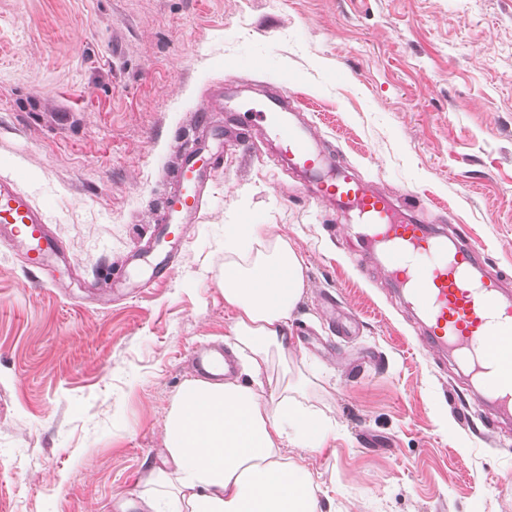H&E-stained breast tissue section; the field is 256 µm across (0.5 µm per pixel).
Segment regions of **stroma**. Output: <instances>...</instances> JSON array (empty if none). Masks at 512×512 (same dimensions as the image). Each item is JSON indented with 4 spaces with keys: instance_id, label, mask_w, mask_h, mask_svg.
Instances as JSON below:
<instances>
[{
    "instance_id": "35a3bbf8",
    "label": "stroma",
    "mask_w": 512,
    "mask_h": 512,
    "mask_svg": "<svg viewBox=\"0 0 512 512\" xmlns=\"http://www.w3.org/2000/svg\"><path fill=\"white\" fill-rule=\"evenodd\" d=\"M277 92L337 166L460 229L512 276V0H0V174L21 171L67 263L0 248V512H120L164 447L191 358L228 345L224 227L271 224L309 288L293 359L336 424L289 448L335 512H512V421L433 352L354 217L257 139L185 225L168 280L112 295L153 245L178 147Z\"/></svg>"
}]
</instances>
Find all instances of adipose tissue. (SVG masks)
Returning <instances> with one entry per match:
<instances>
[{"label": "adipose tissue", "mask_w": 512, "mask_h": 512, "mask_svg": "<svg viewBox=\"0 0 512 512\" xmlns=\"http://www.w3.org/2000/svg\"><path fill=\"white\" fill-rule=\"evenodd\" d=\"M220 287L243 375L197 378L174 398L140 512H323L310 472L285 453L321 447L332 431L290 351L305 261L270 225L231 224Z\"/></svg>", "instance_id": "obj_1"}]
</instances>
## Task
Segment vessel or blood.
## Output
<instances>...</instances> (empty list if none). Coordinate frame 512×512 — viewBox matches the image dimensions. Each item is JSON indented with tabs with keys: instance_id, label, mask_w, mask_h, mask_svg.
<instances>
[{
	"instance_id": "obj_1",
	"label": "vessel or blood",
	"mask_w": 512,
	"mask_h": 512,
	"mask_svg": "<svg viewBox=\"0 0 512 512\" xmlns=\"http://www.w3.org/2000/svg\"><path fill=\"white\" fill-rule=\"evenodd\" d=\"M237 135L248 143L262 131L276 143L279 157L306 174L318 199L354 212L359 238L370 245L388 278L418 312L427 344L454 356L469 371L489 407L512 415V298L503 293L511 278L487 273L476 243L448 240L438 228L406 217L388 195L332 167L310 129L296 120L284 98L249 107ZM204 145L187 150L178 166L180 188L167 198L168 224L196 218L208 183L222 167L223 155L210 165L196 156ZM16 254L28 272L42 270L61 245L50 236L46 217L11 175H0V248Z\"/></svg>"
}]
</instances>
